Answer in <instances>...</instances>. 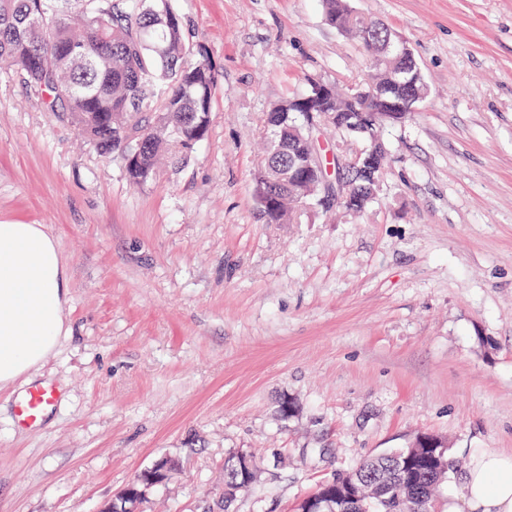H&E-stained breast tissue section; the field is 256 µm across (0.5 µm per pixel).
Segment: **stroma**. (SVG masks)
<instances>
[{
	"instance_id": "1",
	"label": "stroma",
	"mask_w": 512,
	"mask_h": 512,
	"mask_svg": "<svg viewBox=\"0 0 512 512\" xmlns=\"http://www.w3.org/2000/svg\"><path fill=\"white\" fill-rule=\"evenodd\" d=\"M216 78L183 165L129 182L118 155L0 71V223L41 224L69 276L67 335L0 387V512H99L175 461L140 512H296L368 457L444 441L512 453V0H349L404 36L429 86L383 124L362 212L271 224L260 119L307 78L349 89L360 43L320 0H172ZM61 398L20 427L29 383ZM252 457L224 500V461Z\"/></svg>"
}]
</instances>
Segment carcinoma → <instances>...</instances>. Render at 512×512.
Here are the masks:
<instances>
[{"label":"carcinoma","mask_w":512,"mask_h":512,"mask_svg":"<svg viewBox=\"0 0 512 512\" xmlns=\"http://www.w3.org/2000/svg\"><path fill=\"white\" fill-rule=\"evenodd\" d=\"M326 20L360 42L374 71L372 82L348 95L327 88L322 95L308 89L309 111L336 112V106L375 110L383 99L406 94L392 82L395 59L384 50L394 32L385 24L366 20L347 0H322ZM22 30L16 38L0 35V70H22L24 85L43 111L74 124L104 155L124 158L130 181L144 183L158 173L161 161L171 165L208 132L212 112L213 64H204L198 49L204 44L190 38L172 0H0V29ZM43 43L62 50L53 63L37 64L33 46ZM298 97L274 105L263 118L267 144L254 176V194L267 183L275 185L278 208L265 215L275 224H291L310 197L309 181L297 176L306 164L328 180L327 165L292 121ZM224 502L244 485L239 458L224 464ZM383 480L386 493L374 498L370 512H421L418 496L428 487V470L405 474L391 468L388 455L364 460L338 478L345 485Z\"/></svg>","instance_id":"carcinoma-1"}]
</instances>
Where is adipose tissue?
<instances>
[{
	"mask_svg": "<svg viewBox=\"0 0 512 512\" xmlns=\"http://www.w3.org/2000/svg\"><path fill=\"white\" fill-rule=\"evenodd\" d=\"M68 297L67 270L45 227L0 224V385L36 370L56 348ZM448 512H512V454H473Z\"/></svg>",
	"mask_w": 512,
	"mask_h": 512,
	"instance_id": "ef3b65f1",
	"label": "adipose tissue"
}]
</instances>
